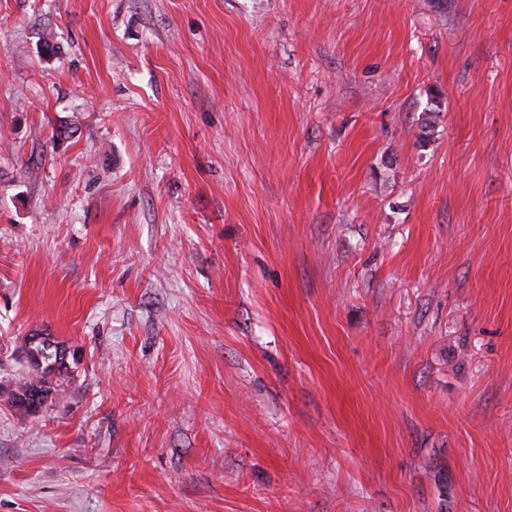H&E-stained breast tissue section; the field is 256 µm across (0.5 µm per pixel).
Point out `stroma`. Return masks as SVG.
Segmentation results:
<instances>
[{
	"label": "stroma",
	"instance_id": "35a3bbf8",
	"mask_svg": "<svg viewBox=\"0 0 512 512\" xmlns=\"http://www.w3.org/2000/svg\"><path fill=\"white\" fill-rule=\"evenodd\" d=\"M0 512H512V0H0ZM34 337L35 335L30 336L29 340ZM44 338L45 336L36 335L32 341L33 343L29 342V348L32 352L33 358H40L42 363L36 364L33 361V364L31 365L34 372L33 377L24 381L22 385L18 386L11 392V394L29 392V400H31V402L37 400L40 402V405L44 404V400L52 393V386L67 374V372L64 371L67 367L63 364H59L58 360V353L62 350L60 343ZM38 391H43L46 394L36 396ZM11 403L15 408L23 413H32L31 410H36L40 406L38 403H34L30 410L27 407L15 404L13 400H11Z\"/></svg>",
	"mask_w": 512,
	"mask_h": 512
}]
</instances>
